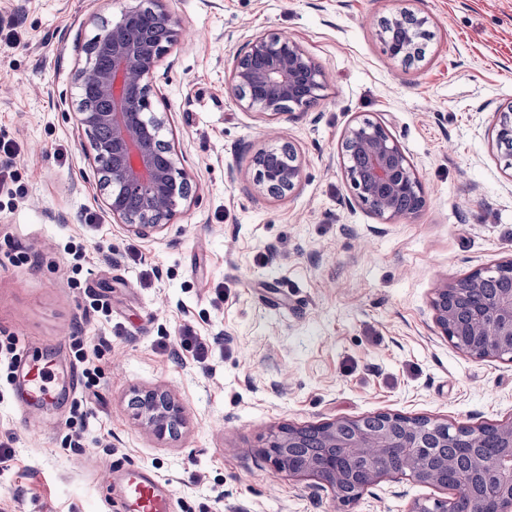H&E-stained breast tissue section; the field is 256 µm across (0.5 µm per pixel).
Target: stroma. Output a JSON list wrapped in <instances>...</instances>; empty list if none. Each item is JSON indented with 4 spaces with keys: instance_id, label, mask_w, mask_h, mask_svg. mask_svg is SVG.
Masks as SVG:
<instances>
[{
    "instance_id": "obj_1",
    "label": "stroma",
    "mask_w": 512,
    "mask_h": 512,
    "mask_svg": "<svg viewBox=\"0 0 512 512\" xmlns=\"http://www.w3.org/2000/svg\"><path fill=\"white\" fill-rule=\"evenodd\" d=\"M126 0H0V341L91 368L93 386L23 415L0 384V512H113L115 464L150 470L174 512H408L449 490L387 476L345 505L315 479L274 470L270 429L379 411L473 426L512 419V363L448 343L431 300L444 281L512 257V169L492 128L512 104V0H168L181 32L154 72L162 139L189 198L160 233L113 220L77 120L83 45ZM427 17L422 61L390 58L380 22ZM297 41L325 70L319 103L268 120L229 91L252 34ZM383 120L426 204L384 222L351 203L341 142ZM291 143L302 179L259 194L254 155ZM206 360L177 345L183 328ZM185 409L159 441L134 419L137 391Z\"/></svg>"
}]
</instances>
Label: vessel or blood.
Wrapping results in <instances>:
<instances>
[{
    "instance_id": "1",
    "label": "vessel or blood",
    "mask_w": 512,
    "mask_h": 512,
    "mask_svg": "<svg viewBox=\"0 0 512 512\" xmlns=\"http://www.w3.org/2000/svg\"><path fill=\"white\" fill-rule=\"evenodd\" d=\"M63 391H72L73 373L62 374L29 356L19 358L13 384L20 389L28 406H36L49 395L51 384ZM112 484L118 489L113 499L115 512H171L170 499L157 479L133 466H121L111 473Z\"/></svg>"
}]
</instances>
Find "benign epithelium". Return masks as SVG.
I'll return each instance as SVG.
<instances>
[{"label":"benign epithelium","mask_w":512,"mask_h":512,"mask_svg":"<svg viewBox=\"0 0 512 512\" xmlns=\"http://www.w3.org/2000/svg\"><path fill=\"white\" fill-rule=\"evenodd\" d=\"M410 16L394 12L381 30L393 59L415 58L417 30L395 31ZM177 22L167 0H137L120 11L84 47L77 71L79 122L92 138L94 160L109 188L112 218L140 237L160 232L187 199L186 172L171 146L159 139L164 119L153 110L151 78L159 60L177 41ZM231 92L241 105L270 120L303 114L317 105L326 75L296 41L278 33L250 36L235 54ZM105 103L97 107V102ZM109 142L95 141L98 129ZM496 141H512V104L496 113ZM344 171L354 201L391 221L418 214L426 204L423 183L400 143L381 120L364 118L345 132ZM256 186L275 197L300 182L301 165L292 145L253 157ZM442 336L475 360L512 363V257L445 282L431 302ZM131 409L155 439L174 436L184 407L172 394L148 390ZM261 455L277 471L311 477L352 503L387 475L409 477L453 490L433 503L415 501L409 512H512V420L478 427L426 417L377 412L307 427H281L269 434Z\"/></svg>","instance_id":"7a95c632"}]
</instances>
